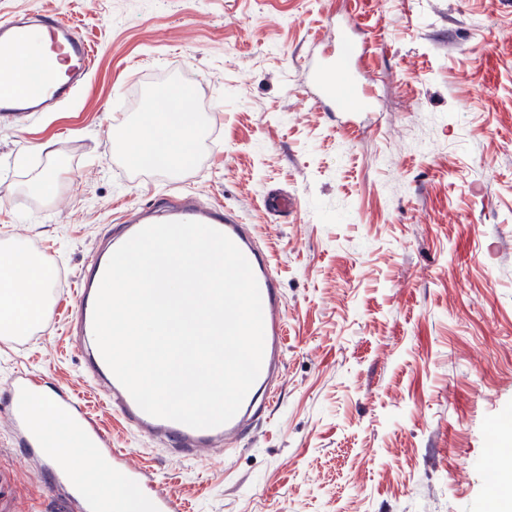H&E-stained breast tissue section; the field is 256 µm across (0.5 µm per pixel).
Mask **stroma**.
<instances>
[{"mask_svg": "<svg viewBox=\"0 0 512 512\" xmlns=\"http://www.w3.org/2000/svg\"><path fill=\"white\" fill-rule=\"evenodd\" d=\"M61 15L93 53L76 102L0 121V245L37 244L73 289L128 214L182 191L258 234L286 305L282 377L230 457L186 460L104 409L66 309L0 340V467L18 512H63L8 424L10 379L82 397L113 447L187 512H512L489 486L512 432V0H0ZM356 45L370 112L310 100L329 26ZM204 101L193 161L130 166L156 92ZM56 175L51 194L33 185ZM283 190L290 216L264 199Z\"/></svg>", "mask_w": 512, "mask_h": 512, "instance_id": "1", "label": "stroma"}]
</instances>
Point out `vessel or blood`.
Listing matches in <instances>:
<instances>
[{
    "instance_id": "1",
    "label": "vessel or blood",
    "mask_w": 512,
    "mask_h": 512,
    "mask_svg": "<svg viewBox=\"0 0 512 512\" xmlns=\"http://www.w3.org/2000/svg\"><path fill=\"white\" fill-rule=\"evenodd\" d=\"M58 57L66 77L44 83L34 74ZM92 64L89 47L76 37L60 16L44 13L37 20L13 15L0 20V117L46 112L71 101L84 85ZM311 83L316 103H330L337 111L362 109L368 104L360 92L355 75L339 65L335 54L318 56L311 68ZM166 221H196L227 235L249 262L257 280L264 318V355L260 373L243 404L227 423L206 429L148 415L136 404L118 381L101 353H93L88 372L96 381L106 405L143 436L162 440L169 451L183 458H203L241 440L247 433L259 398L269 396L279 375L286 336V308L280 284L267 258L257 247L247 225L238 223L232 213L204 207L186 198L168 204ZM108 255L95 254L79 275V288L72 310V325L82 346L94 344L93 311ZM12 411L10 424L15 440L27 448H37L41 440L31 423L29 402L35 391L27 373L19 372L10 381ZM89 442L100 457L111 460L112 474L118 485L140 489L144 512H181L179 497L164 489L144 468L138 467L129 453L115 450L97 428H90ZM79 458L62 461L48 459L50 470L45 482L47 495H63L69 512H103V504L72 478Z\"/></svg>"
}]
</instances>
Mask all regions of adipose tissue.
<instances>
[{
    "label": "adipose tissue",
    "mask_w": 512,
    "mask_h": 512,
    "mask_svg": "<svg viewBox=\"0 0 512 512\" xmlns=\"http://www.w3.org/2000/svg\"><path fill=\"white\" fill-rule=\"evenodd\" d=\"M160 99L161 106L151 109L146 121L123 139L122 150L135 166L150 164L174 172L192 158L200 115L192 111L181 90H168ZM50 279L48 262L24 249L0 254L1 336L22 335L32 322L48 317ZM31 408L38 426L52 428L45 438V453L80 458L75 478L87 492L107 505L113 497H121L124 512H138L133 494L115 485L110 464L88 444L82 424L52 408L41 393L34 395Z\"/></svg>",
    "instance_id": "ef3b65f1"
}]
</instances>
